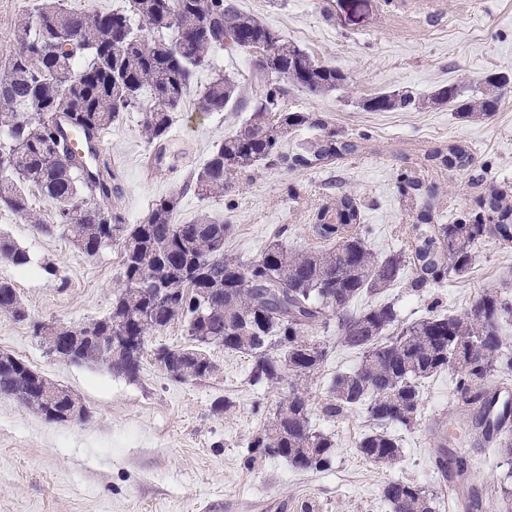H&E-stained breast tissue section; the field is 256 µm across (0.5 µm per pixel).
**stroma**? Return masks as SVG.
<instances>
[{
    "instance_id": "1",
    "label": "stroma",
    "mask_w": 512,
    "mask_h": 512,
    "mask_svg": "<svg viewBox=\"0 0 512 512\" xmlns=\"http://www.w3.org/2000/svg\"><path fill=\"white\" fill-rule=\"evenodd\" d=\"M314 59L348 74L337 92L317 96L292 88L289 111L309 112L356 153L313 168L263 166L234 180L220 197L186 189L191 172L245 120L253 103L252 61L216 52L212 69L198 75L169 128V151L155 162L142 135L143 110L124 113L103 134L97 164L115 174V206L130 224L141 222L152 203L180 193L174 215L187 224L206 214L231 224L225 253L253 260L274 235L290 248L313 247L312 217L337 196L355 198L378 253L399 250L418 211L405 178L432 191L434 221L471 220L489 187L512 192V90L497 112L465 117L448 106L370 112L367 99L389 89L427 96L452 82L467 93L484 90L487 76L512 79V0H234ZM240 86L239 103L205 111L199 88L213 71ZM461 145L473 161L466 169L427 161L436 148ZM23 248L26 268L0 262V277L15 285L27 317L0 314V353L25 360L91 411L85 422H50L12 399L0 398V512H390L388 482H411L448 512L456 490L434 466V428L464 433L462 450L480 467L468 479L482 495L478 512H499L502 487L512 486V465L480 435L466 434V416L454 397L455 377L443 372L422 387L417 419L392 426L402 453L394 464L364 459L355 443L370 427L364 411L333 421L320 412L334 376L358 366L359 351L338 346L335 327L317 329L332 344L326 363L311 376L307 395L311 425L336 438V457L323 472L302 473L282 459L247 465V446L288 393L287 382L254 385L250 356L208 347L215 365L209 377L176 382L154 363L160 345L186 346L183 321L149 336L137 379L100 366L76 365L50 354L34 332L38 322L82 326L106 316L122 282V246L112 241L96 255L82 253L60 232L46 234L15 214L0 211V236ZM413 265L382 295L400 318L412 322L431 306L460 314L484 290L512 297V243L494 237L475 248L470 274L412 291ZM225 409H217V402Z\"/></svg>"
}]
</instances>
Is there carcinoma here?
Returning a JSON list of instances; mask_svg holds the SVG:
<instances>
[{
    "label": "carcinoma",
    "instance_id": "obj_1",
    "mask_svg": "<svg viewBox=\"0 0 512 512\" xmlns=\"http://www.w3.org/2000/svg\"><path fill=\"white\" fill-rule=\"evenodd\" d=\"M165 33L152 43L143 29ZM270 49L266 66L278 81L259 86L249 116L191 174L194 191L222 197L231 182L263 163L310 168L358 151L322 119L284 107L288 87L313 95L338 90L348 76L319 62L280 37L260 18L244 13L232 0H127L121 10L76 11L63 0H36L16 24L14 44L0 53V210L7 209L45 233L62 230L79 250L96 255L117 236L122 244L123 287L103 319L90 323L92 334L74 340L66 352L82 363H106L115 375L133 379L141 370L147 336L183 319L196 349L160 346L153 360L170 361L185 382L202 379L214 364L202 347L218 345L252 358L253 384L288 380V397L273 419L248 445L247 464L283 458L300 472H323L332 465L336 441L312 429L305 382L328 356V348L310 339L336 315V342L362 353L360 364L334 377L321 406L334 420L360 406L373 428L356 442L371 462L393 463L401 456L389 424L409 426L421 403L422 382L442 372L455 375V393L468 407L469 427L500 447L512 460V401L498 400L488 386L496 372L512 371V347L501 324L512 318V301L486 290L476 302L482 312L436 313L414 322L398 318L393 304L380 302L356 312L358 297L376 296L400 281L406 257L416 277L414 290L450 277L467 276L473 249L492 235L512 242V195L491 189L483 205L496 217L436 224L431 210L419 212L405 247L380 255L365 243L364 225L354 199L341 195L320 209L310 225L320 242L292 250L277 239L253 261L224 253L231 225L212 217L173 223L179 195L161 197L147 217L127 227L112 207L118 188L104 178L93 158L74 147L69 134L89 142L117 123L123 113L141 108L142 132L166 151L173 113L192 91L199 71L212 67L219 50L229 54ZM479 97L466 98L456 85L442 86L431 102L455 112L488 115L497 111L499 90L507 79L485 80ZM239 99V86L214 72L202 92L203 107L222 112ZM426 101L412 92L391 91L366 101L372 112L419 108ZM320 131L311 140L287 148V137L301 126ZM430 160L467 167L468 149L436 148ZM55 204L56 224L43 223L32 208L30 192ZM329 246H324V243ZM0 261L23 268L25 250L0 237ZM0 313L15 319L26 311L12 281L0 278ZM123 336L111 345L107 336ZM24 361L0 354V397L13 399L41 415L50 410L84 422L90 411L69 391L37 384ZM436 466L462 483L470 459L449 449L441 431ZM391 512H435L432 499L413 483L396 481L384 489Z\"/></svg>",
    "mask_w": 512,
    "mask_h": 512
}]
</instances>
